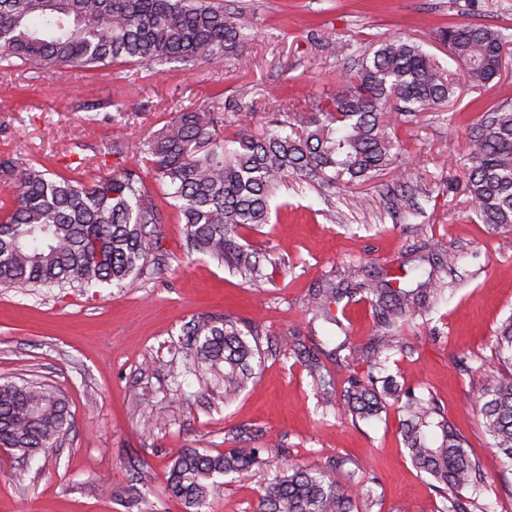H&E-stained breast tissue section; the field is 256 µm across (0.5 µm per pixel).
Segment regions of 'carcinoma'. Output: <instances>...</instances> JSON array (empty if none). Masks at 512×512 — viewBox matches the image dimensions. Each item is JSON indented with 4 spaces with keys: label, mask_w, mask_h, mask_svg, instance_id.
<instances>
[{
    "label": "carcinoma",
    "mask_w": 512,
    "mask_h": 512,
    "mask_svg": "<svg viewBox=\"0 0 512 512\" xmlns=\"http://www.w3.org/2000/svg\"><path fill=\"white\" fill-rule=\"evenodd\" d=\"M245 35L237 13L223 0H0V67L74 66L179 60L219 64L242 57ZM456 69L446 68L410 39L380 44L340 80L336 93L311 112H284L259 135L224 136V105L179 111L145 139L144 164L83 181L43 164L0 162V178L15 182L10 206L0 207V287L89 288L135 284L151 266L163 215L148 194L151 177L170 189L184 224L187 255L199 254L261 277L257 253L237 242L239 230L270 223L273 190L290 175L329 187L350 185L384 170L395 159L392 130L403 115L431 112L451 101L459 77L475 89L500 75L512 36L488 25H452L440 31ZM472 165L467 172L471 210L496 228H512V103H498L469 127ZM360 291L381 317L384 332L363 351L397 347L402 323L427 312L440 291L428 272L414 288L360 282L339 288L329 278L312 289V320L340 324L332 312ZM193 363L224 369V399L237 396L252 377L259 354L237 321L216 313L191 320L183 339ZM500 369L475 404L477 417L512 469V319L497 337ZM311 376L326 397L335 391L331 374L311 357ZM370 374H353L343 394L346 411L361 417L384 408ZM402 437L416 468L435 490L474 487L479 471L452 426L437 419L429 401L407 395ZM63 396L36 380L0 383V447L31 459L55 447L71 430ZM267 449L245 446L217 454L179 451L166 473L169 493L188 512H206L226 477H243L265 463ZM257 512H354L352 495L324 469L290 466L264 489Z\"/></svg>",
    "instance_id": "cac0c4a2"
}]
</instances>
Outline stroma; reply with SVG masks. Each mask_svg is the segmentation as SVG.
<instances>
[{"instance_id": "stroma-1", "label": "stroma", "mask_w": 512, "mask_h": 512, "mask_svg": "<svg viewBox=\"0 0 512 512\" xmlns=\"http://www.w3.org/2000/svg\"><path fill=\"white\" fill-rule=\"evenodd\" d=\"M249 39L243 58L193 67L163 64L162 74L137 66L86 70L0 69V161L39 162L67 174L134 166L143 141L172 118L235 99L265 102V111L226 113L227 122L258 134L277 109L308 110L335 93L342 74L366 49L410 37L441 63L448 51L439 28L460 23L512 28V0H224ZM351 43L345 55L336 44ZM124 100L127 113L111 103ZM512 101V54L500 77L396 126L395 165L337 190L289 178L270 200L275 218L244 229L241 244L264 253L265 276L250 283L208 257L186 256L184 234L164 185L148 188L164 222L155 254L160 265L129 288H0V382L36 379L66 399L74 428L57 448L20 460L0 450V512H184L165 490L179 449L217 452L272 447L265 466L226 481L211 512H255L265 485L289 464L328 469L356 488L358 512H442L443 497L418 470L400 434L395 398L374 418L344 412L351 374L373 373L433 400L462 437L485 477L481 492L464 489L470 512H512V472L472 406L498 367L496 340L512 317V230L482 224L470 208L465 173L467 131L483 111ZM122 137L123 159L106 156ZM410 169L409 182L397 171ZM440 263L441 292L428 315L405 322L399 348L363 355L380 335L377 317L358 294L340 325L310 322L305 299L332 278L403 279L414 285L417 256ZM224 313L256 337L261 363L234 398L224 399L212 372L190 368L179 351L183 326L198 314ZM301 336L336 382L322 399L305 358L286 350L283 335ZM348 334L359 353L347 363L331 351ZM159 419L139 425L141 413ZM358 467L352 485L336 457ZM149 502L133 501L130 477Z\"/></svg>"}]
</instances>
